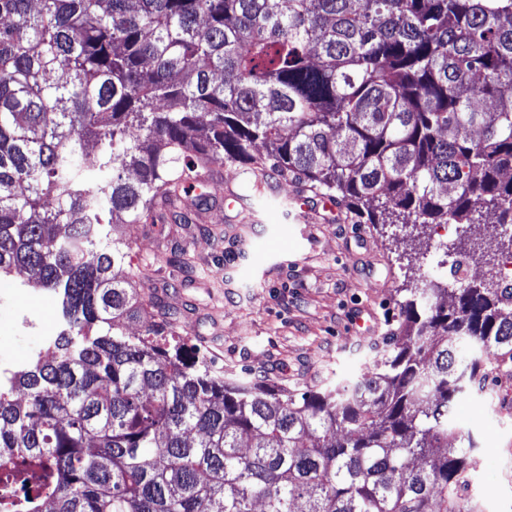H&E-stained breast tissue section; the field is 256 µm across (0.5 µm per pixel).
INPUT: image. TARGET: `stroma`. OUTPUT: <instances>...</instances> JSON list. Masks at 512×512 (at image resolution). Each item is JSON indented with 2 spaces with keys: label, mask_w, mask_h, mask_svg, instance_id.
I'll list each match as a JSON object with an SVG mask.
<instances>
[{
  "label": "stroma",
  "mask_w": 512,
  "mask_h": 512,
  "mask_svg": "<svg viewBox=\"0 0 512 512\" xmlns=\"http://www.w3.org/2000/svg\"><path fill=\"white\" fill-rule=\"evenodd\" d=\"M251 199L246 212L223 196L199 191L189 223L128 227V260L161 300L145 321H166L174 336L200 347L216 366L248 368L265 384L309 390L359 374L399 314L398 299L425 281L447 282L436 245L440 228H425L417 256L410 228L365 224L353 212H318L295 221L291 195ZM22 275L0 278V356L26 367L44 349L42 329H66L60 294L21 292ZM40 312L25 326L20 315ZM456 401L454 423L471 434L480 464L471 494L483 512H512V409L501 411L502 382Z\"/></svg>",
  "instance_id": "stroma-1"
}]
</instances>
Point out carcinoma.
<instances>
[{
    "label": "carcinoma",
    "mask_w": 512,
    "mask_h": 512,
    "mask_svg": "<svg viewBox=\"0 0 512 512\" xmlns=\"http://www.w3.org/2000/svg\"><path fill=\"white\" fill-rule=\"evenodd\" d=\"M226 162L242 200L263 167L368 224L512 227V0H0V275L70 325L0 390V512H474L450 416L512 365V289L414 288L371 370L302 392L127 333L124 227Z\"/></svg>",
    "instance_id": "1"
}]
</instances>
